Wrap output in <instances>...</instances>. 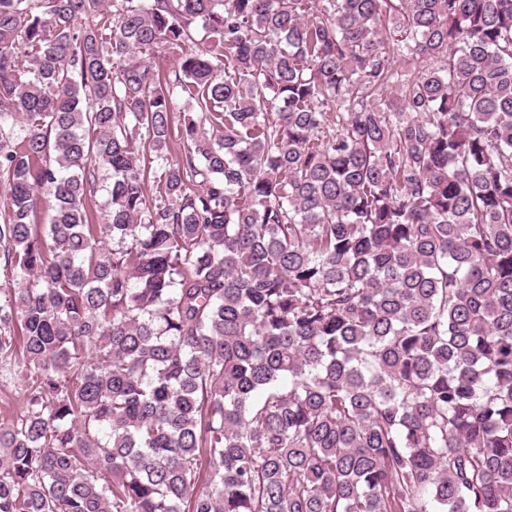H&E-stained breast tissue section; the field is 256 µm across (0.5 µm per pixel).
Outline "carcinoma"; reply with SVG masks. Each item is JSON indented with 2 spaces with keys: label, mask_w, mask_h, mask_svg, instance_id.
I'll use <instances>...</instances> for the list:
<instances>
[{
  "label": "carcinoma",
  "mask_w": 512,
  "mask_h": 512,
  "mask_svg": "<svg viewBox=\"0 0 512 512\" xmlns=\"http://www.w3.org/2000/svg\"><path fill=\"white\" fill-rule=\"evenodd\" d=\"M0 186V512H512V0H0ZM25 406V399L22 394H18L10 387L0 388V423L9 422L13 417L19 414Z\"/></svg>",
  "instance_id": "carcinoma-1"
}]
</instances>
